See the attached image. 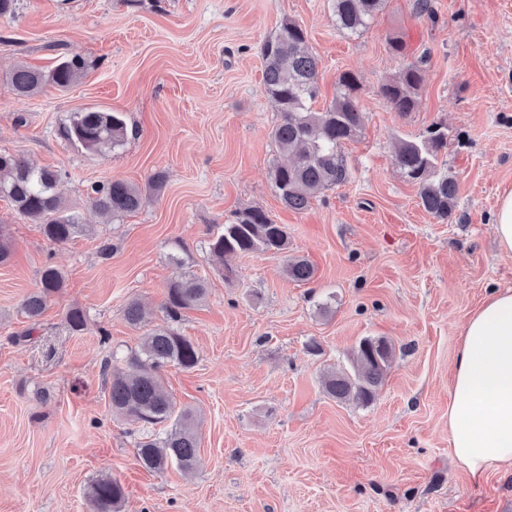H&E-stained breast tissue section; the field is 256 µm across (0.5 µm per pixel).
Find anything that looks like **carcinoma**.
<instances>
[{"instance_id": "obj_1", "label": "carcinoma", "mask_w": 512, "mask_h": 512, "mask_svg": "<svg viewBox=\"0 0 512 512\" xmlns=\"http://www.w3.org/2000/svg\"><path fill=\"white\" fill-rule=\"evenodd\" d=\"M384 4L385 0H331V9L340 30L359 34L369 27ZM262 56L266 93L279 114L271 140L279 154L289 157V162L273 166L271 180L283 206L301 212L326 190L350 178L343 146L360 136L364 127L360 84L352 73H343L333 101L322 111L314 110L318 59L307 45L305 31L291 20L282 23L276 35L265 41ZM84 68L85 62L78 57L60 60L47 73L19 65L9 73L8 81L17 96L26 98L47 85L61 90L70 87ZM421 81L419 64L409 63L396 78L380 86V95L393 111L406 114L416 106ZM63 136L84 149H114L125 143L128 126L120 112L86 110L73 113L63 127ZM447 147L448 129L435 125L421 140L398 139L394 153L395 164L404 177L418 185L419 205L442 219L452 214L458 192L454 177L437 166L439 153ZM59 178L58 172L37 167L22 156L0 153V197L9 201L18 214L39 225L49 241L66 243L80 233L81 224L57 193ZM164 182L161 172L149 178L145 191L123 180H109L92 186L91 204L115 221L140 210L150 194L162 190ZM287 246L285 225L275 223L260 208H248L238 211L234 220L207 241V254L222 260L227 255L277 253ZM285 274L305 283L313 271L308 261L293 258L287 260ZM64 283L60 269L50 263L43 266L39 288L27 295L20 306L31 324H38L50 298ZM205 295V283L185 271L167 285L163 322L150 323L140 304L129 302L124 310L125 320L145 332L127 356L125 366L104 361L103 372L111 376L109 406L119 418L144 429L136 455L141 466L150 472H162L172 463L185 473L198 468L196 413L176 410L162 384L161 371L169 365L185 370L196 366L194 344L172 323L180 321L183 312L197 306ZM65 322L73 332L88 327L87 316L79 308L69 309ZM394 353L395 346L384 337L361 340L351 369L335 370L324 377L325 392L339 401L372 402ZM88 497L92 512H120L124 489L118 481L105 476L91 484Z\"/></svg>"}]
</instances>
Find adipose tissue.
<instances>
[{
	"label": "adipose tissue",
	"mask_w": 512,
	"mask_h": 512,
	"mask_svg": "<svg viewBox=\"0 0 512 512\" xmlns=\"http://www.w3.org/2000/svg\"><path fill=\"white\" fill-rule=\"evenodd\" d=\"M448 444L473 480L512 468V289L493 290L462 333L448 398Z\"/></svg>",
	"instance_id": "obj_1"
}]
</instances>
